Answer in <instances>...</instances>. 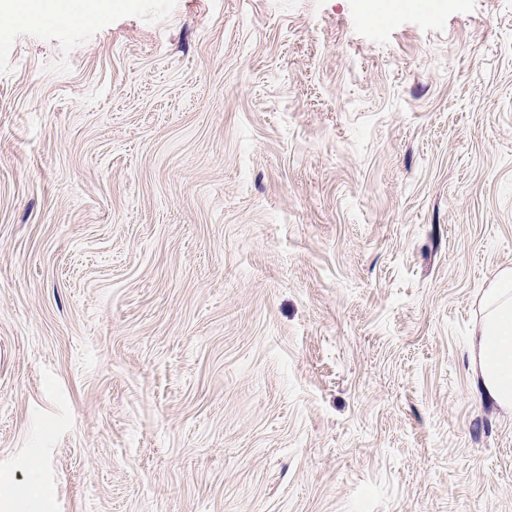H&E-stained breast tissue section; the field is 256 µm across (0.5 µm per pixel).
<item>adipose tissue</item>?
Listing matches in <instances>:
<instances>
[{
	"label": "adipose tissue",
	"mask_w": 512,
	"mask_h": 512,
	"mask_svg": "<svg viewBox=\"0 0 512 512\" xmlns=\"http://www.w3.org/2000/svg\"><path fill=\"white\" fill-rule=\"evenodd\" d=\"M112 11V0H0V21L46 20L58 26L92 21ZM470 372L486 398L512 413V268L498 272L479 297V317L470 339Z\"/></svg>",
	"instance_id": "1"
}]
</instances>
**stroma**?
<instances>
[{"mask_svg": "<svg viewBox=\"0 0 512 512\" xmlns=\"http://www.w3.org/2000/svg\"><path fill=\"white\" fill-rule=\"evenodd\" d=\"M429 2L0 24V512H512V0ZM470 372L486 398L512 413V268L482 289L470 339Z\"/></svg>", "mask_w": 512, "mask_h": 512, "instance_id": "stroma-1", "label": "stroma"}]
</instances>
